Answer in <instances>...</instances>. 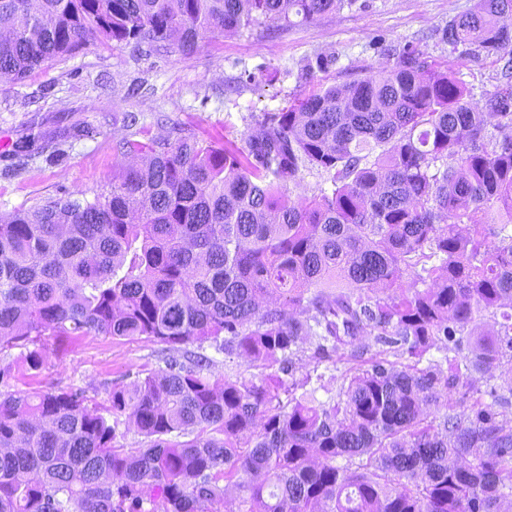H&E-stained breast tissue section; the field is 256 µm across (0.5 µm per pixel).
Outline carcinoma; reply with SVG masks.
Here are the masks:
<instances>
[{
  "label": "carcinoma",
  "instance_id": "carcinoma-1",
  "mask_svg": "<svg viewBox=\"0 0 512 512\" xmlns=\"http://www.w3.org/2000/svg\"><path fill=\"white\" fill-rule=\"evenodd\" d=\"M346 2L0 0V84L96 40L188 55ZM439 34L509 55L493 96L408 44L264 114L244 149L123 138L109 190L0 214V351L26 371L91 333L261 369L218 384L208 357H171L104 413L77 390L1 396L0 512H222V481L231 512H512V0ZM305 169L330 188L294 202ZM306 344L350 367L303 371ZM203 353L213 359V363L204 371V375L209 377L212 382L218 381L219 383L224 382V375H230L232 377H241L246 380L254 379V375L257 376L259 373L258 369L249 367V365L242 359L236 356H227L224 353L217 352L214 348L204 344Z\"/></svg>",
  "mask_w": 512,
  "mask_h": 512
}]
</instances>
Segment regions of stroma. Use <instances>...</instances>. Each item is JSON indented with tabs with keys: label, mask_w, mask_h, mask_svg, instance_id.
<instances>
[{
	"label": "stroma",
	"mask_w": 512,
	"mask_h": 512,
	"mask_svg": "<svg viewBox=\"0 0 512 512\" xmlns=\"http://www.w3.org/2000/svg\"><path fill=\"white\" fill-rule=\"evenodd\" d=\"M475 0H354L352 6L287 29L256 26L178 50L136 53L92 43L77 55L0 85V212L29 209L52 196L94 193L112 182V147L133 129L167 137L179 124L202 138L244 147L263 113L277 112L313 90L340 85L392 65L387 50L412 45L442 65L482 101L502 84V61L460 60L437 32ZM58 151L33 154L16 168L14 151L31 127ZM88 128L76 136L75 128ZM167 345L89 334L51 340L45 364L29 375L19 349L0 353L19 390L84 392L108 407L115 384L164 368Z\"/></svg>",
	"instance_id": "stroma-1"
}]
</instances>
